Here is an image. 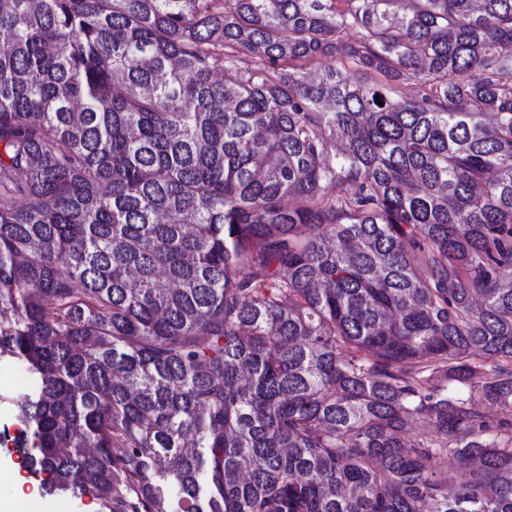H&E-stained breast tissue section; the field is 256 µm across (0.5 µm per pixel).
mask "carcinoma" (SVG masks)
<instances>
[{"label": "carcinoma", "mask_w": 512, "mask_h": 512, "mask_svg": "<svg viewBox=\"0 0 512 512\" xmlns=\"http://www.w3.org/2000/svg\"><path fill=\"white\" fill-rule=\"evenodd\" d=\"M411 2L0 0V358L48 497L512 512V0ZM349 29L404 97L282 67Z\"/></svg>", "instance_id": "1"}]
</instances>
